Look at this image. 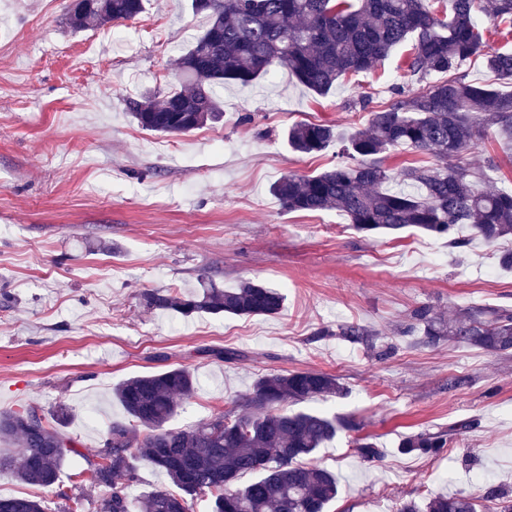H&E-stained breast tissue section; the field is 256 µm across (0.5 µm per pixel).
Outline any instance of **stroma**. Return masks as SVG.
Masks as SVG:
<instances>
[{
    "instance_id": "35a3bbf8",
    "label": "stroma",
    "mask_w": 512,
    "mask_h": 512,
    "mask_svg": "<svg viewBox=\"0 0 512 512\" xmlns=\"http://www.w3.org/2000/svg\"><path fill=\"white\" fill-rule=\"evenodd\" d=\"M68 0H0V412L71 407L77 443L61 490L0 472L1 495H31L60 512L111 421L122 381L170 367L193 371L196 390L170 426L182 430L234 409L267 373L315 369L347 393L304 402L349 419L316 455L335 473L328 512H396L401 501L466 490L474 473L512 488V353L407 335L427 305L446 314L511 307L512 272L497 249L449 246L409 229L366 237L343 213L285 209L272 184L334 167V149L300 156L293 124L328 121L344 134L369 115L349 109L362 92L390 103L398 55L320 96L288 70L253 85L228 82L224 119L185 135L142 130L125 101L149 89H182L175 66L207 24L190 0H150L137 20L74 31ZM512 185V143L495 133L462 157ZM224 288L253 281L279 289L281 312L245 317L144 305L151 292L187 293L201 279ZM347 324L374 342L337 336ZM217 349L239 360L214 357ZM468 383L449 388L450 379ZM466 430H459V423ZM443 431L448 446L402 453L407 435ZM381 451L365 461L356 443Z\"/></svg>"
}]
</instances>
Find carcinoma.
I'll return each instance as SVG.
<instances>
[{
	"label": "carcinoma",
	"mask_w": 512,
	"mask_h": 512,
	"mask_svg": "<svg viewBox=\"0 0 512 512\" xmlns=\"http://www.w3.org/2000/svg\"><path fill=\"white\" fill-rule=\"evenodd\" d=\"M440 17L431 0H191L192 10L207 17V27L177 59L187 88L166 94L145 92L126 102L142 129L182 135L224 117L219 88L232 81L249 85L259 76L284 68L318 95L349 75L381 66L406 43L404 76L423 82L421 89L392 88L394 99L374 104L362 93L352 106L369 113L364 130L342 140L329 123H300L288 130L292 151L316 155L340 145L343 160L316 175H288L272 194L290 211L336 210L356 231L393 236L407 228L445 238L454 248L475 240L489 247L512 238V188L480 189L494 183L493 168L475 169L451 160L469 151L487 129L512 141V93L453 76L457 64L474 56L502 79H512V52L493 51L484 41L481 18L493 28H512V0H448ZM144 0H84L81 12L68 14L74 30L135 20ZM406 147L434 157L432 164H409L392 172L388 154ZM149 306L193 313L264 316L278 314L284 295L256 282L218 288L201 282L188 296L146 294ZM431 341L448 340L493 353L512 351V309L471 307L452 317L428 306L412 313ZM338 335L353 343L371 332L345 325ZM195 390L186 367L139 375L113 390L127 421L109 424L97 459L88 461L90 484L109 490L99 512H190L188 498L213 497V512H326L338 495L336 475L314 460L345 422L320 412L291 411L286 405L340 398L346 388L336 376L316 370L270 373L257 378L251 396L236 410L200 421L189 430L167 424L180 400ZM70 411L57 406L47 415L32 405L0 413V441L23 446L21 456H0V468L23 483L52 487L59 483L65 457L76 442L62 430ZM447 446L443 432H420L402 439L406 453L436 455ZM165 472L179 489L156 490L132 498L137 480L132 449ZM253 479L242 486L239 479ZM498 502L512 512V489L488 485L483 497L465 492L435 495L422 503L400 504L398 512H480L481 500ZM0 512H46L43 501L0 496Z\"/></svg>",
	"instance_id": "obj_1"
}]
</instances>
